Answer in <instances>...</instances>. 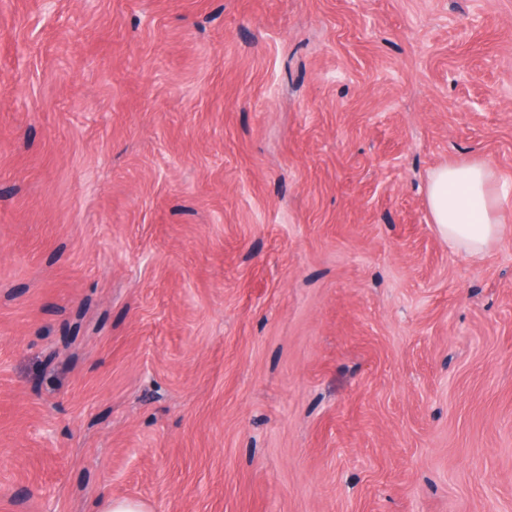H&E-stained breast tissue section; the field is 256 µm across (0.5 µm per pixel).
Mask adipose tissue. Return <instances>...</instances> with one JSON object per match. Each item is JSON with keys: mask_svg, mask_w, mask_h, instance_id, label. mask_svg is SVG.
<instances>
[{"mask_svg": "<svg viewBox=\"0 0 512 512\" xmlns=\"http://www.w3.org/2000/svg\"><path fill=\"white\" fill-rule=\"evenodd\" d=\"M494 172L482 164L444 165L428 176L431 220L450 249L478 257L500 236L507 194L492 187Z\"/></svg>", "mask_w": 512, "mask_h": 512, "instance_id": "adipose-tissue-1", "label": "adipose tissue"}]
</instances>
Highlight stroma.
Here are the masks:
<instances>
[{"label":"stroma","instance_id":"obj_1","mask_svg":"<svg viewBox=\"0 0 512 512\" xmlns=\"http://www.w3.org/2000/svg\"><path fill=\"white\" fill-rule=\"evenodd\" d=\"M512 0H0V512H512ZM494 172L483 164L444 165L428 176L426 198L433 224L453 250L475 258L502 233L500 211L508 194L491 189Z\"/></svg>","mask_w":512,"mask_h":512}]
</instances>
